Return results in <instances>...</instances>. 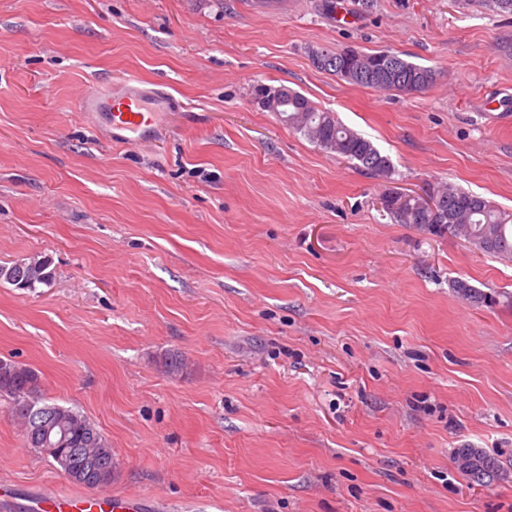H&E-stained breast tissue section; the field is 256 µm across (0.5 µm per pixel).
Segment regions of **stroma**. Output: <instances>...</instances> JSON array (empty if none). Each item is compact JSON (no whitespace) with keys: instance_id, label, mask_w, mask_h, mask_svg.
<instances>
[{"instance_id":"stroma-1","label":"stroma","mask_w":512,"mask_h":512,"mask_svg":"<svg viewBox=\"0 0 512 512\" xmlns=\"http://www.w3.org/2000/svg\"><path fill=\"white\" fill-rule=\"evenodd\" d=\"M322 2L0 0V265L53 271L0 284V359L95 423L110 493L148 512H512V478L480 486L454 460L512 470V262L380 204L450 181L512 210V16ZM321 48L391 50L437 80L352 86ZM128 77L178 105L146 147L77 109ZM258 84L336 112L391 177L282 125ZM0 478L22 503L78 489L1 399ZM53 278L50 263L45 258H30L28 261L0 265V281L16 288L35 290L42 285H49ZM459 470L466 474L473 483L483 485L504 479L499 461L481 448H461L455 457Z\"/></svg>"}]
</instances>
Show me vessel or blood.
<instances>
[{
	"mask_svg": "<svg viewBox=\"0 0 512 512\" xmlns=\"http://www.w3.org/2000/svg\"><path fill=\"white\" fill-rule=\"evenodd\" d=\"M80 111L106 113L112 136L127 144L153 142L165 124L174 101L170 95L155 88L141 87L136 79L107 87L89 86L77 99ZM51 502L57 512H141V502L126 496L99 494L96 496L43 493L28 504L30 512H45L44 502Z\"/></svg>",
	"mask_w": 512,
	"mask_h": 512,
	"instance_id": "vessel-or-blood-1",
	"label": "vessel or blood"
}]
</instances>
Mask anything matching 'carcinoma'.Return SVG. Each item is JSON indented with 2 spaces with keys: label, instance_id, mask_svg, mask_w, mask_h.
<instances>
[{
  "label": "carcinoma",
  "instance_id": "cac0c4a2",
  "mask_svg": "<svg viewBox=\"0 0 512 512\" xmlns=\"http://www.w3.org/2000/svg\"><path fill=\"white\" fill-rule=\"evenodd\" d=\"M464 8L512 14V0H459ZM395 60L393 77L380 80L354 79L350 71L354 62L342 52L320 49L314 54L316 66L331 72L351 85L405 93L422 91L436 81V72L418 66L397 53L386 50L363 55L367 72L383 73L381 61L385 55ZM281 123L301 134L306 140L327 153L354 161L373 176L389 178L392 165L368 138L343 124L333 112L313 104L301 93L290 90L275 100ZM445 204L428 202L421 195L409 193L391 197L383 212L395 224H413L436 235L446 232L464 237L476 251L505 262H512V212L502 210L482 196L446 182L437 190ZM53 278L50 263L45 258H31L11 265H0V281L16 288L33 290L49 285ZM10 380L0 379V399L9 402L11 414L18 417L24 405L47 408L54 412L56 427L52 443L34 444L24 435L28 447L52 459L71 482L89 488L96 482L77 478L73 471L84 466L87 458L106 461L112 458V447L96 425L86 416L59 404H49L41 397L40 377L33 369L11 363ZM459 470L478 485L506 477L499 461L481 448H461L455 457Z\"/></svg>",
  "mask_w": 512,
  "mask_h": 512
}]
</instances>
